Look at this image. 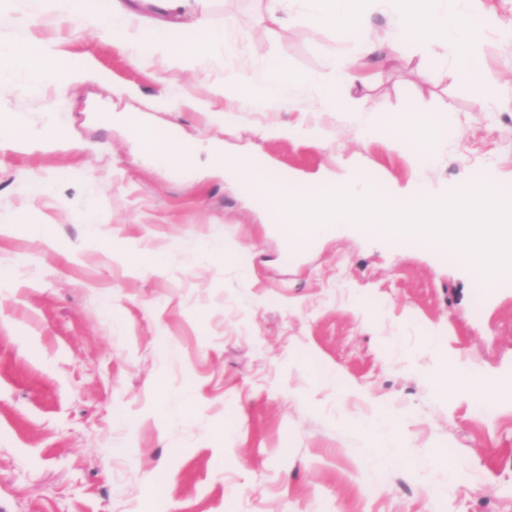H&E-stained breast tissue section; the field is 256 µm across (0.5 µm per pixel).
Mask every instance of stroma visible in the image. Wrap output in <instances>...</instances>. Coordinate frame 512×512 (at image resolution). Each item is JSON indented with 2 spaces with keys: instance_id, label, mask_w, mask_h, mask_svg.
Returning <instances> with one entry per match:
<instances>
[{
  "instance_id": "stroma-1",
  "label": "stroma",
  "mask_w": 512,
  "mask_h": 512,
  "mask_svg": "<svg viewBox=\"0 0 512 512\" xmlns=\"http://www.w3.org/2000/svg\"><path fill=\"white\" fill-rule=\"evenodd\" d=\"M40 7L0 0V43L43 36L30 24ZM208 20L250 42L253 72L272 59L321 75L345 109L304 88L289 111L244 112L223 132L158 98L168 80L208 99L223 58L174 77L103 31L55 33L65 53H92L95 78L58 105L72 150H0V220L24 210L54 237L0 232V512H512V402L485 413L477 395L451 400L432 381L457 361L512 387V283L483 292L457 261L351 228L287 252L274 216L222 168L204 156L191 176L156 167L117 119L257 153L298 187L346 174L378 192L418 175L450 187L482 170L512 188V36L479 45L499 78L491 98L418 54L337 84L329 62L348 50L337 33L303 18L266 29L259 0H210ZM54 97L15 78L0 116L39 123ZM408 107L444 124L440 158L422 171L363 133ZM281 125L314 134L267 136ZM92 201L108 217L94 228L78 218ZM122 240L160 254L159 269L113 259ZM209 242L228 254L204 252ZM385 404L449 468L376 466L352 423Z\"/></svg>"
}]
</instances>
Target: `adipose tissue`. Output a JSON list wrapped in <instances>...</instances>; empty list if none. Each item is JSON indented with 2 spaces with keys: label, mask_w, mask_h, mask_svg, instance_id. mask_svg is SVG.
<instances>
[{
  "label": "adipose tissue",
  "mask_w": 512,
  "mask_h": 512,
  "mask_svg": "<svg viewBox=\"0 0 512 512\" xmlns=\"http://www.w3.org/2000/svg\"><path fill=\"white\" fill-rule=\"evenodd\" d=\"M47 15H34L33 23L56 28L85 24L111 34L113 44L138 49V60L163 58L174 69L202 65L216 54L235 57L240 43L227 39L223 31L212 28L204 18L195 17L199 0H112L109 10H101L97 0H49ZM305 14L336 30L348 41L350 52L334 57L331 66L337 82L353 85L362 81L364 58L376 56L384 61L403 57L412 47L424 49L439 67H452L454 74L485 91L495 83L477 45L484 31L498 27L491 17L479 16L474 0H300ZM383 9L389 18V36L385 42L371 40L373 8ZM194 22H187V15ZM90 55L80 57L60 52L52 42L40 39L0 44V89L16 77L34 85L52 84L57 98L47 100L44 120L32 126L20 118L0 119V142L27 143L41 147L64 146L66 134L54 115L61 98L74 94L80 83L91 78ZM318 88L327 106L336 112L344 104L336 93L322 86L316 75L300 76L279 62L268 61L261 74L229 67L221 84L214 86L209 99L192 101L179 95L167 96L173 112L186 108L206 113L212 125L234 127L240 113L287 111L300 86ZM384 128L398 149L411 152L421 165H429L441 150L443 122L440 118L406 109L388 114ZM142 155L172 159L186 164L195 143L185 137L170 139L165 131L140 124L130 127ZM437 389L451 398L472 393L482 400L499 404L511 397L498 385L481 379L473 368L448 364L433 378ZM401 417L394 407L382 408L376 420L359 424V431L377 441L398 438L399 446L381 452L376 462L383 467L399 464L413 450L402 437Z\"/></svg>",
  "instance_id": "adipose-tissue-1"
}]
</instances>
